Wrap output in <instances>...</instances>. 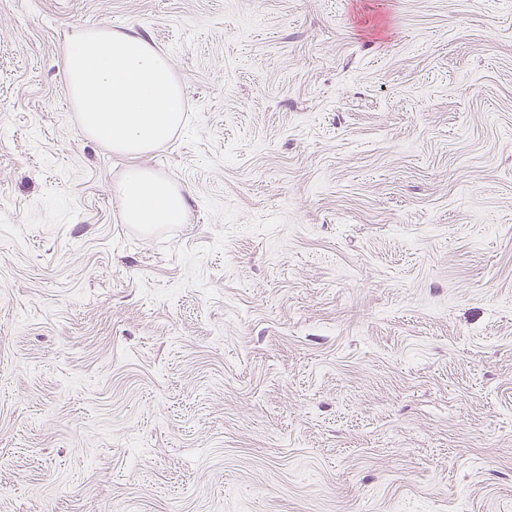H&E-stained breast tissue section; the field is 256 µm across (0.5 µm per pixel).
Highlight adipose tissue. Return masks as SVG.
Wrapping results in <instances>:
<instances>
[{
    "instance_id": "ef3b65f1",
    "label": "adipose tissue",
    "mask_w": 512,
    "mask_h": 512,
    "mask_svg": "<svg viewBox=\"0 0 512 512\" xmlns=\"http://www.w3.org/2000/svg\"><path fill=\"white\" fill-rule=\"evenodd\" d=\"M115 193L125 223L152 229L187 221V202L182 189L153 170L130 168Z\"/></svg>"
}]
</instances>
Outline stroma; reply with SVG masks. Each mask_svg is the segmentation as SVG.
<instances>
[{"label": "stroma", "instance_id": "stroma-1", "mask_svg": "<svg viewBox=\"0 0 512 512\" xmlns=\"http://www.w3.org/2000/svg\"><path fill=\"white\" fill-rule=\"evenodd\" d=\"M97 26L186 94L134 159ZM0 512H512V0H0ZM123 221L152 229L162 224H184L188 209L182 189L153 170L135 166L115 189Z\"/></svg>", "mask_w": 512, "mask_h": 512}]
</instances>
